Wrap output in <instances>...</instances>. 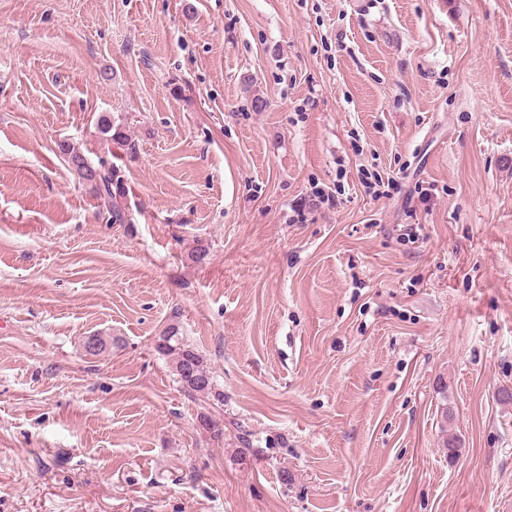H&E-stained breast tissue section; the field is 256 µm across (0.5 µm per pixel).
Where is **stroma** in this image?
Instances as JSON below:
<instances>
[{
  "label": "stroma",
  "mask_w": 512,
  "mask_h": 512,
  "mask_svg": "<svg viewBox=\"0 0 512 512\" xmlns=\"http://www.w3.org/2000/svg\"><path fill=\"white\" fill-rule=\"evenodd\" d=\"M506 389L512 0H0V512H512ZM98 128L107 140H111L117 143L118 145L127 147L126 149L129 150L130 152L135 150V144L129 140L128 136L122 130L120 125L115 126L112 123V120L109 116H100ZM59 150L68 158L79 182L89 187L106 223H131V215L122 203L128 194V187L121 169L103 157H98L97 163L89 161L78 148L68 142H62ZM158 339L163 342L158 350L170 360L176 380L188 397L207 405L210 401L224 402V395L217 391L205 358L184 342L175 324L164 329Z\"/></svg>",
  "instance_id": "35a3bbf8"
}]
</instances>
